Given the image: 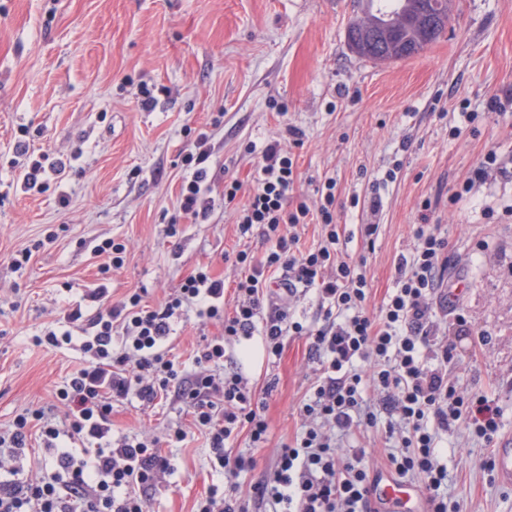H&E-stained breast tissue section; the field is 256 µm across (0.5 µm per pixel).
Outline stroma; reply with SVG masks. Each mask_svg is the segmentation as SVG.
Returning a JSON list of instances; mask_svg holds the SVG:
<instances>
[{
  "label": "stroma",
  "instance_id": "stroma-1",
  "mask_svg": "<svg viewBox=\"0 0 512 512\" xmlns=\"http://www.w3.org/2000/svg\"><path fill=\"white\" fill-rule=\"evenodd\" d=\"M452 13L435 44L384 64L348 46L347 24L361 14L353 0H0V432L26 409L52 404L64 414L55 393L80 353L33 339L99 281L113 297L140 290L158 307L206 265L232 302L237 271L225 255L246 246L260 256L267 245L239 241L247 196L225 203L224 182L250 183L246 145L278 140L294 162L292 202H314L324 179L336 178V221L347 255L366 270L369 310L392 291L421 220L447 239V275L463 286L459 311L471 329L454 337L448 371L459 387L494 399L502 433L512 434V174L452 198L488 150L512 161V113L489 107L512 99V0H453ZM148 95L155 105L146 110ZM201 131L213 146L215 210L171 237L179 151ZM21 139L70 156L61 181L44 191L22 186L13 166ZM391 168L397 178L382 189L379 213L352 207V196L367 198ZM364 224L379 227L374 245L361 239ZM107 239L127 252L104 278L95 248ZM27 248L30 261L15 266ZM221 332L188 312L170 355L193 371L199 344ZM309 343L287 337L277 358L256 337L227 344V368L248 377L269 424L264 447L243 435L234 442L233 453L254 466L230 482L200 434L167 442L169 430L191 425L175 396L148 408L114 405L113 438L156 434L175 466L171 483L148 490L151 512H192L210 487L228 483L245 512H267L254 487L300 430L298 406L317 368ZM492 456L464 428L449 431V505L512 512V488L487 468Z\"/></svg>",
  "mask_w": 512,
  "mask_h": 512
}]
</instances>
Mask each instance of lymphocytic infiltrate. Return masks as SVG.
<instances>
[{"label":"lymphocytic infiltrate","mask_w":512,"mask_h":512,"mask_svg":"<svg viewBox=\"0 0 512 512\" xmlns=\"http://www.w3.org/2000/svg\"><path fill=\"white\" fill-rule=\"evenodd\" d=\"M188 174L181 185L179 216L193 224L209 220L212 155L207 133L183 149ZM255 175L240 211L241 237L259 236L268 249L255 257L239 250L241 269L232 312L224 310V281L205 267L181 282L164 306L143 305L139 293L111 300L105 285L84 294L85 306L69 309L65 323L48 331L46 344L78 343L81 358L57 390L65 409L24 410L0 433V512H147L145 492L170 480L175 468L158 440L112 437V404L137 399L150 406L180 381L178 398L191 409L216 464L232 477L251 469L249 459L226 450L240 435L253 446L267 440L268 423L255 406V391L240 372H224L225 345L261 337L268 354L279 355L286 337L306 336L319 363L310 395L299 407L302 431L282 446L270 476L257 487L273 512H373L369 495L379 475L366 464L358 437L384 427L395 445L386 469L404 479L420 476L429 512H448L443 492L448 469L437 452L441 433L465 426L470 436L492 444L501 413L487 396L458 389L448 377L454 345L434 314L445 284L448 243L429 224L417 225L415 244L401 258L393 291L377 313L367 310L370 283L361 265L344 258L335 222L336 181L326 179L315 205L289 206L293 161L280 142L255 155ZM317 219V246H299L298 226ZM279 302L265 311L271 286ZM315 290L324 323L312 329L293 318L299 289ZM222 323L224 333L194 357L196 371L180 378L166 349L185 307ZM50 451L51 477L20 479L15 462L32 435Z\"/></svg>","instance_id":"f902f5d3"}]
</instances>
